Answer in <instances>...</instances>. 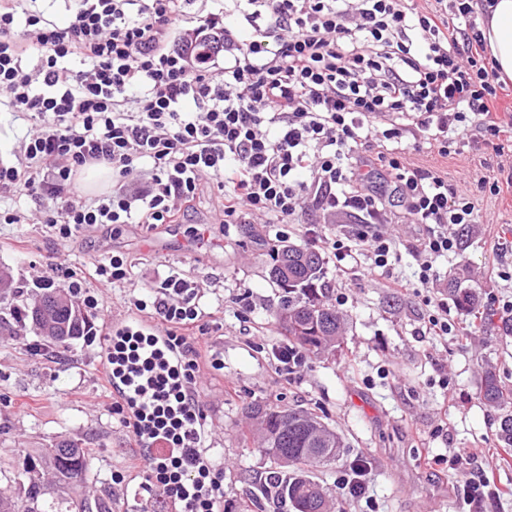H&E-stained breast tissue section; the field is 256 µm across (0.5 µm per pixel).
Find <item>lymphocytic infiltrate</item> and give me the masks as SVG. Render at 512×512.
Wrapping results in <instances>:
<instances>
[{
  "label": "lymphocytic infiltrate",
  "instance_id": "1",
  "mask_svg": "<svg viewBox=\"0 0 512 512\" xmlns=\"http://www.w3.org/2000/svg\"><path fill=\"white\" fill-rule=\"evenodd\" d=\"M78 0L67 24L25 0H0V112L30 124L25 162L0 164V190L43 203L41 221L61 239L80 230L180 223L202 184L217 188L228 224L260 218L287 239L304 212L346 211L359 228L326 239L338 270L366 275L390 267L395 237L388 200L370 173L405 204L403 223L421 226L416 283L390 278L393 293L439 279L436 258L457 251L456 226L480 220L476 192L449 184L438 170L409 163L403 139L424 135L441 157L479 146L504 153L512 109L497 105L504 85L483 50V0ZM236 13L248 32L224 27ZM195 23L192 38L173 36ZM224 30L228 58L217 64L203 33ZM376 144L375 156L362 147ZM102 165L111 193L85 201L77 176ZM150 166L146 189L127 186ZM203 288L171 274L131 309L153 322L182 359L173 370L138 341L117 363L143 396L138 418L125 416L123 390L112 407L142 447L147 488L182 512H216L224 477L204 454L196 390L201 358L194 329L205 315ZM422 336L467 331L448 321V303L424 297ZM483 448L453 449V465L472 467L461 494L471 507L512 496L477 468Z\"/></svg>",
  "mask_w": 512,
  "mask_h": 512
}]
</instances>
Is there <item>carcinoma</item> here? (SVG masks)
<instances>
[{
  "mask_svg": "<svg viewBox=\"0 0 512 512\" xmlns=\"http://www.w3.org/2000/svg\"><path fill=\"white\" fill-rule=\"evenodd\" d=\"M269 278L282 289L275 320L288 335V346L308 354L336 353L346 329L343 315L326 299L320 284L326 259L307 246L293 242L272 249ZM448 294L457 308L479 317L480 326L493 324V315L481 311L479 295L461 287L459 273L448 274ZM13 302L0 307V328L29 332L56 348L87 335L93 315L82 310L70 294L43 288L29 302L16 286L11 271L0 269V299ZM483 403L499 412L497 436L512 447V388L488 368L480 384ZM247 414L255 421L258 452L270 463L267 485L260 497L267 503L288 504L290 512H342L333 510L332 492L316 480L313 470L336 461L344 447L342 437L308 409L253 402ZM91 455L72 441H57L12 465L15 493L0 496V512H112V498L93 486L88 474Z\"/></svg>",
  "mask_w": 512,
  "mask_h": 512,
  "instance_id": "1",
  "label": "carcinoma"
}]
</instances>
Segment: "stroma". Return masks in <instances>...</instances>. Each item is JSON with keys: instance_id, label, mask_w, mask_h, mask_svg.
Instances as JSON below:
<instances>
[{"instance_id": "stroma-1", "label": "stroma", "mask_w": 512, "mask_h": 512, "mask_svg": "<svg viewBox=\"0 0 512 512\" xmlns=\"http://www.w3.org/2000/svg\"><path fill=\"white\" fill-rule=\"evenodd\" d=\"M404 147L410 163L438 169L459 187L473 189L479 180L499 176L503 163L489 148L443 158L409 141ZM218 206L217 192L207 189L189 213L188 226L210 227V237L202 241L185 230L171 235L128 224L117 235L102 227L62 242L42 224L0 223V266L9 267L18 286L32 295L48 265L60 263L78 274L124 253L136 260L128 297L143 295L173 272L206 290L205 355L196 388L209 431L208 454L224 471V512H246L268 468L243 438L251 425L243 407L255 399L316 409L342 436L346 447L339 459L315 475L334 490L344 512H462L454 487L469 471L426 467L421 451L445 455L478 440L499 447L497 416L480 400L479 388L490 366L512 388V333L503 331L502 314H495L493 325L478 328L473 316L452 305L449 322L472 331L467 346L419 337L423 297L396 295L385 286L387 276L410 281L418 269L412 251L417 227L395 224L398 259L388 274L346 280L334 267L326 269L329 294L346 298L340 308L348 323L342 353L307 354L302 366L290 368L275 356L288 338L273 318L281 296L268 277L273 228L218 225ZM478 208L483 223L469 225L459 251L436 259L442 278L426 295L447 298L445 276L458 268L465 272L463 287L484 297L512 296V279L501 277L490 250L494 240L512 241V187L479 194ZM312 223L327 234L349 233L357 219L309 211L289 227L290 240L306 243ZM103 295L106 302L94 319L102 335L78 339L71 349L34 356L29 346L36 336L0 335V461L67 439L89 449L90 478L111 494L112 512H168L144 491L143 468H130L138 443L112 412V389L99 354L113 321L127 315L128 307L111 302V289ZM444 374L452 391L439 385ZM228 379L236 384L235 394L224 392ZM361 457L372 468L369 490L366 498L353 499L339 489L338 479ZM121 469L128 472L126 482L113 484V471Z\"/></svg>"}]
</instances>
